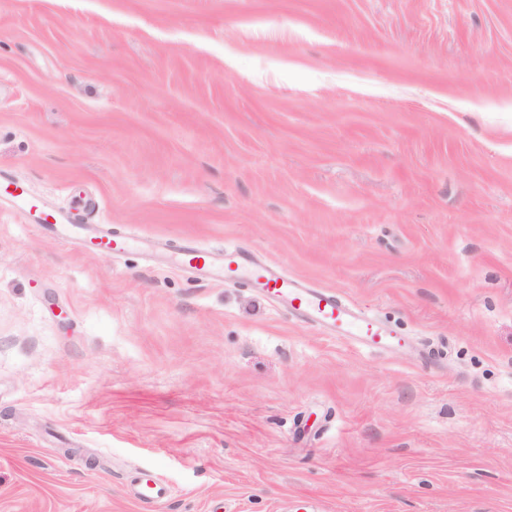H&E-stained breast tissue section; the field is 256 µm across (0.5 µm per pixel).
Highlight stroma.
Returning <instances> with one entry per match:
<instances>
[{
	"label": "stroma",
	"instance_id": "obj_1",
	"mask_svg": "<svg viewBox=\"0 0 512 512\" xmlns=\"http://www.w3.org/2000/svg\"><path fill=\"white\" fill-rule=\"evenodd\" d=\"M0 178V512H512V0H0ZM1 193L6 194L20 207L25 208L36 216L40 228L56 233L61 239L68 241L74 238L96 240L104 243L114 252H120L133 243L130 236L112 235L109 229L95 226V224H74L71 219L63 213L47 212L37 207L35 200L29 194L25 183L11 182L2 188ZM175 263L184 270L222 280L246 277L264 295L286 304L295 316L336 337L381 350L401 345L402 339L393 336L385 324L345 302L335 292L310 288L303 279L260 263L239 248L225 249L223 255L190 249L178 253Z\"/></svg>",
	"mask_w": 512,
	"mask_h": 512
}]
</instances>
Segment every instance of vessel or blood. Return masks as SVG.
Instances as JSON below:
<instances>
[{"instance_id":"1","label":"vessel or blood","mask_w":512,"mask_h":512,"mask_svg":"<svg viewBox=\"0 0 512 512\" xmlns=\"http://www.w3.org/2000/svg\"><path fill=\"white\" fill-rule=\"evenodd\" d=\"M0 191L34 214L40 228L56 233L63 240H96L115 252L123 251L133 243L130 236L115 235L107 228L92 224H76L65 214L44 211L37 207L23 182L9 183ZM175 262L182 269L222 280L247 278L264 295L286 304L298 318L317 324L336 337L381 350L401 344L400 337L394 336L385 324L345 302L335 292L309 287L303 279L260 263L240 249L230 248L221 254L190 249L178 253Z\"/></svg>"}]
</instances>
